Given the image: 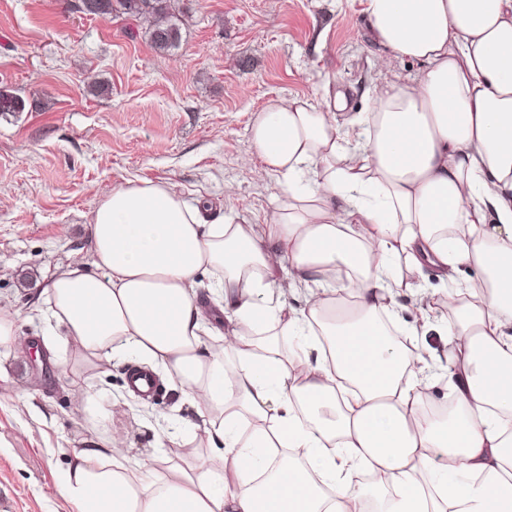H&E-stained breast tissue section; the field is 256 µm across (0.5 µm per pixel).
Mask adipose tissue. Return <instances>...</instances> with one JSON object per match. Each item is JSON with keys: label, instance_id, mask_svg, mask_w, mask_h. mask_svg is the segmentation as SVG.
Wrapping results in <instances>:
<instances>
[{"label": "adipose tissue", "instance_id": "1", "mask_svg": "<svg viewBox=\"0 0 512 512\" xmlns=\"http://www.w3.org/2000/svg\"><path fill=\"white\" fill-rule=\"evenodd\" d=\"M362 5L384 54L420 71L375 83L346 126L345 97L269 100L252 143L283 201L265 223L205 224L175 185L130 180L48 283L64 342L165 375L199 417L172 439L207 450L161 474L74 451L56 489L76 512H512V0ZM286 264L299 309L276 289ZM427 264L480 274L433 298L443 357L388 329L415 288L403 268ZM440 375L451 400L426 411Z\"/></svg>", "mask_w": 512, "mask_h": 512}]
</instances>
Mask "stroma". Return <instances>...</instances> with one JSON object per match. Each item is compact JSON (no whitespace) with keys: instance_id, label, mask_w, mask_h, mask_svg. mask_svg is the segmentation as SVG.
Wrapping results in <instances>:
<instances>
[{"instance_id":"stroma-1","label":"stroma","mask_w":512,"mask_h":512,"mask_svg":"<svg viewBox=\"0 0 512 512\" xmlns=\"http://www.w3.org/2000/svg\"><path fill=\"white\" fill-rule=\"evenodd\" d=\"M74 2L0 0V86L26 104L0 114V303L30 344L0 351V512H74L53 488L93 441L135 460L202 454L157 441L196 418L165 377L153 397L130 398L135 356L85 358L41 314L49 280L87 253L102 191L167 181L207 200L209 221L263 223L281 198L275 178L242 164L257 111L326 85L345 95V120L370 108L373 83L418 73L383 64L361 0H180L182 42L168 53L135 21Z\"/></svg>"}]
</instances>
